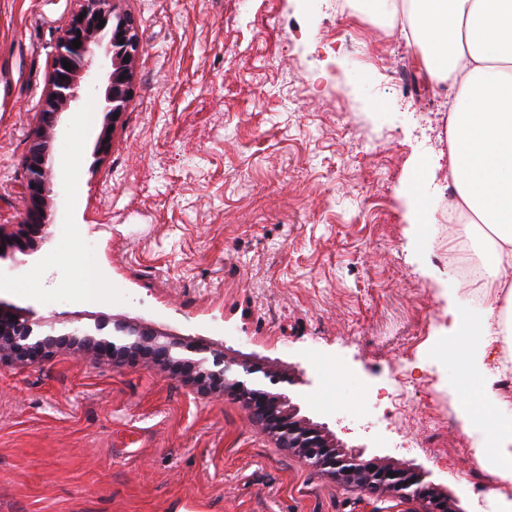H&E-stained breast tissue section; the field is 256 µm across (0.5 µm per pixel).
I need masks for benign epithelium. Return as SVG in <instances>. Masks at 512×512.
<instances>
[{
	"label": "benign epithelium",
	"mask_w": 512,
	"mask_h": 512,
	"mask_svg": "<svg viewBox=\"0 0 512 512\" xmlns=\"http://www.w3.org/2000/svg\"><path fill=\"white\" fill-rule=\"evenodd\" d=\"M83 2L84 17L74 18L57 39L40 121L22 160L25 179L21 193L27 202L23 225L27 226V237L21 240L0 225V243L11 240L23 255L28 254L27 243L54 223L59 192L50 156L51 143L59 133L62 115L81 98L95 49L102 43V20H118L105 47V56L110 60L103 105L107 124L114 125L122 118L134 92L133 68L141 49L135 20L116 10V0ZM77 38L81 45L75 48L72 42ZM64 60L71 63V70L63 67ZM42 327L43 322L34 318L32 312L15 311L0 300V360L40 364L57 351L78 344L79 352L92 364L161 365L171 375L185 377L208 393L242 403L249 420L271 434L278 447L294 454L303 464L328 473L372 499L393 492L404 501L418 503L414 512H447L426 491L430 476L427 470L400 463L388 455L365 458V447L344 444L327 424L302 413L301 406L289 394L270 389L285 382L291 386L311 384L302 370L285 379L268 366L239 360L205 345H183L163 333L122 320L110 324L98 321L92 326L71 329L52 325L47 332Z\"/></svg>",
	"instance_id": "benign-epithelium-1"
}]
</instances>
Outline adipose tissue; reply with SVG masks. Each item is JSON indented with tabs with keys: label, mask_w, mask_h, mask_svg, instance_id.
<instances>
[{
	"label": "adipose tissue",
	"mask_w": 512,
	"mask_h": 512,
	"mask_svg": "<svg viewBox=\"0 0 512 512\" xmlns=\"http://www.w3.org/2000/svg\"><path fill=\"white\" fill-rule=\"evenodd\" d=\"M413 47L432 87L454 81L448 175L465 208L489 230L487 303L474 314L449 309L452 330L476 337L470 370L484 388L495 377L483 359L496 342L498 292L512 303V0H408Z\"/></svg>",
	"instance_id": "adipose-tissue-1"
}]
</instances>
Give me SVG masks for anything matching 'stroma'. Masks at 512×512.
<instances>
[{
	"mask_svg": "<svg viewBox=\"0 0 512 512\" xmlns=\"http://www.w3.org/2000/svg\"><path fill=\"white\" fill-rule=\"evenodd\" d=\"M80 0H0V224H19L21 160L56 40ZM141 52L134 93L107 128L93 91L52 144L54 224L0 300L56 327L124 319L228 355L302 368L298 402L347 445L432 472L456 512L495 471L435 430L483 399L446 336L467 291L430 244L418 201L442 206L456 86L434 91L400 25L341 18L334 0H118ZM405 60L414 83L396 79ZM110 147L96 154L99 136ZM91 237V251L74 236ZM95 265V298L78 270ZM401 405L369 389L398 368ZM304 466L248 420L150 363L91 366L62 351L0 363V512H408Z\"/></svg>",
	"mask_w": 512,
	"mask_h": 512,
	"instance_id": "35a3bbf8",
	"label": "stroma"
}]
</instances>
